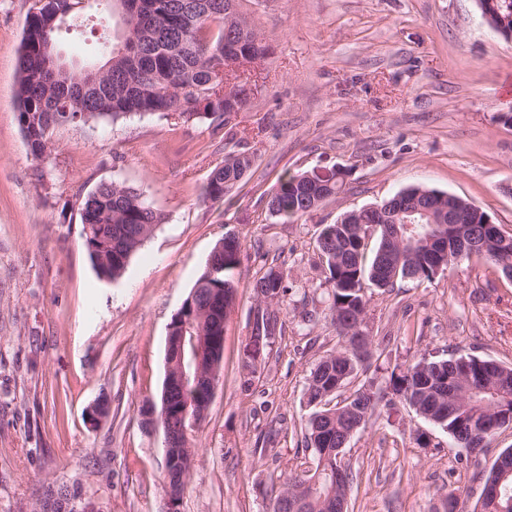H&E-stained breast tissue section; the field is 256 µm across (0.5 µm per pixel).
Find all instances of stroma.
<instances>
[{"label": "stroma", "instance_id": "stroma-1", "mask_svg": "<svg viewBox=\"0 0 512 512\" xmlns=\"http://www.w3.org/2000/svg\"><path fill=\"white\" fill-rule=\"evenodd\" d=\"M32 3L0 0V512H35L62 485L105 512H166L164 436L143 426L141 407L160 402L168 325L228 233L243 244L235 302L180 510L271 512L308 456L310 373L345 344L328 317L322 225L420 185L512 233V40L477 0H242L269 54L257 94L223 128L154 116L64 125L37 159L16 120ZM239 152L253 159L246 177L224 201L203 200L209 172ZM339 167L349 175L335 199L288 224L270 216L281 175ZM103 181L141 189L165 215L113 281L94 273L74 206ZM271 267L288 292L251 364L252 283ZM361 331L378 387L424 355L512 365V280L470 256L433 280L372 291ZM101 399L109 412L90 423ZM509 448L510 428L470 453L408 405L378 407L341 453L348 512H474L483 473Z\"/></svg>", "mask_w": 512, "mask_h": 512}]
</instances>
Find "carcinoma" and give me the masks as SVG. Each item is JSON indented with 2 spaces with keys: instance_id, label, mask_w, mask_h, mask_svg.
<instances>
[{
  "instance_id": "cac0c4a2",
  "label": "carcinoma",
  "mask_w": 512,
  "mask_h": 512,
  "mask_svg": "<svg viewBox=\"0 0 512 512\" xmlns=\"http://www.w3.org/2000/svg\"><path fill=\"white\" fill-rule=\"evenodd\" d=\"M227 0H111L96 2L104 6L108 20L116 14L132 32L122 33L117 40L102 45L98 69L104 71L100 82L85 91L77 89L75 64L59 57L57 45L62 34L61 20L67 15L69 24L79 34L89 21L92 5L86 0H34L25 19L18 56L16 90L17 122L30 153L39 158L45 154L55 130L63 125L88 123L114 124L131 116L153 115L174 123L197 124L224 117V97L217 92L214 53L229 46L230 51L248 52L264 57L267 48L255 29L246 32L228 29L224 3ZM245 153L231 155L209 173L201 190L205 200L222 201L235 187L243 168L251 167ZM344 183L316 185L304 175L285 176L271 194L267 209L282 223H291L307 214L306 204L313 199L336 197ZM77 210L82 225L81 235L89 259L98 277L116 279L127 263L113 259L114 244L125 245L127 256L140 249L133 234L149 231L164 222L160 211L133 186L102 181L90 192L78 197ZM480 208L475 204L464 210L462 224L448 238V251L460 254L461 240L483 235ZM326 224L320 231L316 248L328 271L330 286L329 316L337 334L348 338L340 351L343 358H323L310 374L305 391L306 404L312 409L305 428V448H334L335 436L353 421L371 417L379 402L388 405L405 402L416 408L421 417L452 436L462 433L475 407L466 406L461 413L447 419L437 418L438 401L445 394L432 390L434 381L449 371L467 369L483 377V387L491 390L512 382L509 371L498 364L474 355L449 359L419 360L399 372L391 371L383 389L373 384H356L360 375L371 367L370 355H357L366 344L354 330L358 316L366 313L367 293L372 289L393 287L399 280L418 276L420 281L433 278V268L423 264L419 254L403 250V258L385 265L376 276L379 253L385 248L386 225H380L374 242H369L370 224ZM242 248L220 256L224 261V284L235 287L234 271L240 266ZM198 303L211 301L213 281L203 270L195 281ZM253 288H262L275 298L288 290L283 275L273 268L259 277ZM356 387L342 402L333 403L340 389ZM333 490L324 475L316 497L304 504L300 512H324L320 499Z\"/></svg>"
}]
</instances>
